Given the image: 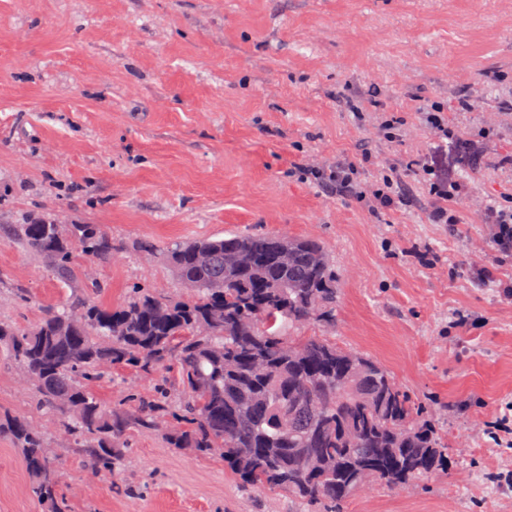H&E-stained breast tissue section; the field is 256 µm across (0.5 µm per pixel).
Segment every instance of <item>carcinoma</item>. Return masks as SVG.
I'll return each instance as SVG.
<instances>
[{"label": "carcinoma", "mask_w": 512, "mask_h": 512, "mask_svg": "<svg viewBox=\"0 0 512 512\" xmlns=\"http://www.w3.org/2000/svg\"><path fill=\"white\" fill-rule=\"evenodd\" d=\"M14 235L50 270L112 258L98 224L28 215ZM288 245V261L279 256ZM247 253L235 267L227 256ZM189 291L185 298L133 287L116 305L75 289L30 328L0 320V347L29 375L36 406L60 418L83 465L110 471L132 429L159 432L175 448L219 452L246 486L283 491L325 512H342L365 489L415 484L448 468L432 415L372 358L306 327L336 325L339 277L324 246L306 237L239 232L181 241L159 254ZM112 369L174 366L182 397L132 408L99 399L85 381ZM41 512H72L62 465L26 415H0Z\"/></svg>", "instance_id": "carcinoma-1"}]
</instances>
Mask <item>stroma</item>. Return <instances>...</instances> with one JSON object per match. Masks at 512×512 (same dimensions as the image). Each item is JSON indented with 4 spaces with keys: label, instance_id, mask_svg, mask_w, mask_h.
<instances>
[{
    "label": "stroma",
    "instance_id": "35a3bbf8",
    "mask_svg": "<svg viewBox=\"0 0 512 512\" xmlns=\"http://www.w3.org/2000/svg\"><path fill=\"white\" fill-rule=\"evenodd\" d=\"M510 99L512 0H0V317L33 326L93 284L102 304L134 285L179 295L146 242L318 239L340 275L333 339L427 408L449 456L447 470L367 489L343 512H512V447L490 436L512 423V262L487 222L490 206L512 204ZM428 101L459 141L489 133L455 172L471 187L459 223L431 222L416 177L403 204L373 214L296 173L365 151L364 180L393 162L448 161L420 118ZM390 112L405 125L388 143L376 126ZM23 213L100 225L116 251L53 277L12 235ZM161 379L119 369L93 389L117 404ZM35 402L0 352V412L45 425L73 512H312L157 433L131 432L114 470L90 474ZM27 483L0 438V512H40Z\"/></svg>",
    "mask_w": 512,
    "mask_h": 512
}]
</instances>
